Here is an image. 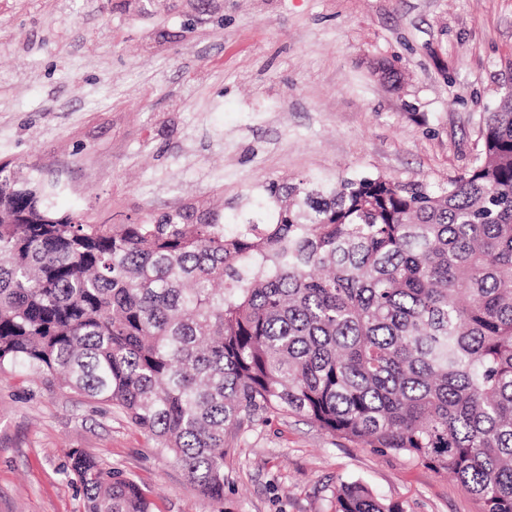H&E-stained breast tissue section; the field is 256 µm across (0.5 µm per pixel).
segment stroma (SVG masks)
I'll return each mask as SVG.
<instances>
[{"instance_id": "obj_1", "label": "stroma", "mask_w": 512, "mask_h": 512, "mask_svg": "<svg viewBox=\"0 0 512 512\" xmlns=\"http://www.w3.org/2000/svg\"><path fill=\"white\" fill-rule=\"evenodd\" d=\"M0 0V161L49 171L92 224L230 207L255 184L380 173L444 185L469 170L512 72V0ZM397 61L404 80L374 75ZM79 448L157 512H212L118 409L0 373V512H83ZM226 512H334L361 479L409 512H482L449 475L283 411L224 457Z\"/></svg>"}]
</instances>
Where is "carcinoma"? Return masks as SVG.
Instances as JSON below:
<instances>
[{
	"label": "carcinoma",
	"instance_id": "1",
	"mask_svg": "<svg viewBox=\"0 0 512 512\" xmlns=\"http://www.w3.org/2000/svg\"><path fill=\"white\" fill-rule=\"evenodd\" d=\"M474 165L433 187L381 174L268 181L89 224L44 176L0 172V372L120 408L224 512L229 439L269 411L452 476L512 512V95ZM84 512H153L79 448ZM335 512H407L342 482Z\"/></svg>",
	"mask_w": 512,
	"mask_h": 512
}]
</instances>
